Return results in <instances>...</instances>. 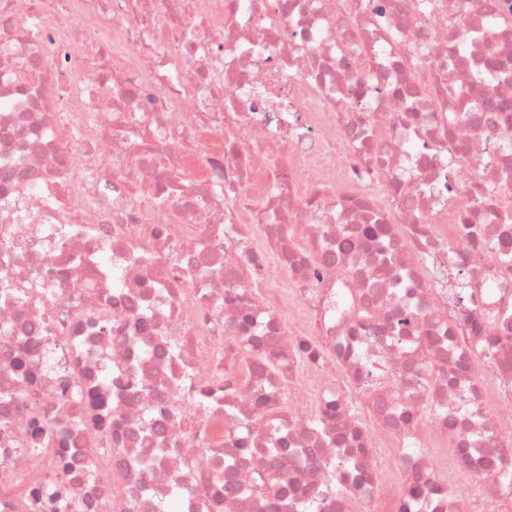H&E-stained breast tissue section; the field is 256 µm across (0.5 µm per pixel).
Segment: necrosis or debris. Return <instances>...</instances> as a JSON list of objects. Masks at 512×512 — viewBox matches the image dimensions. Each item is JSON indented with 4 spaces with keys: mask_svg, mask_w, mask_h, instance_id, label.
<instances>
[{
    "mask_svg": "<svg viewBox=\"0 0 512 512\" xmlns=\"http://www.w3.org/2000/svg\"><path fill=\"white\" fill-rule=\"evenodd\" d=\"M428 3L0 0V512H512V0Z\"/></svg>",
    "mask_w": 512,
    "mask_h": 512,
    "instance_id": "necrosis-or-debris-1",
    "label": "necrosis or debris"
}]
</instances>
